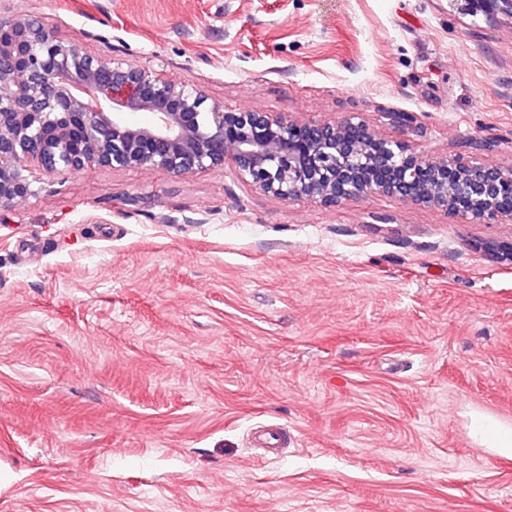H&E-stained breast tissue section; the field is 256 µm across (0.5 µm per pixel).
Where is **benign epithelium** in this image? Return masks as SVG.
<instances>
[{
    "instance_id": "7a95c632",
    "label": "benign epithelium",
    "mask_w": 512,
    "mask_h": 512,
    "mask_svg": "<svg viewBox=\"0 0 512 512\" xmlns=\"http://www.w3.org/2000/svg\"><path fill=\"white\" fill-rule=\"evenodd\" d=\"M512 13V0H449ZM146 113L140 122L134 115ZM231 163L261 192L323 205L373 194L446 208L461 220L512 218V167L476 156L425 160L355 118L299 122L226 111L194 85L82 50L38 16L0 22V208L41 191L31 168L93 165L174 177Z\"/></svg>"
}]
</instances>
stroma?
Returning a JSON list of instances; mask_svg holds the SVG:
<instances>
[{
    "label": "stroma",
    "mask_w": 512,
    "mask_h": 512,
    "mask_svg": "<svg viewBox=\"0 0 512 512\" xmlns=\"http://www.w3.org/2000/svg\"><path fill=\"white\" fill-rule=\"evenodd\" d=\"M226 109L512 167V15L448 0H0ZM0 211V512H512V220L46 175ZM287 425L278 457L248 444ZM477 433L492 448L512 452V430H504L491 424L479 423Z\"/></svg>",
    "instance_id": "stroma-1"
}]
</instances>
